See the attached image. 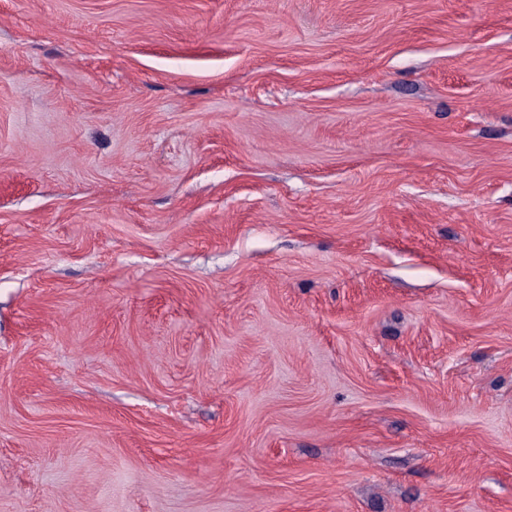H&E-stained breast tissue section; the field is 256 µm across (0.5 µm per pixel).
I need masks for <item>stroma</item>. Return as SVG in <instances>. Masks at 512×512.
<instances>
[{
  "mask_svg": "<svg viewBox=\"0 0 512 512\" xmlns=\"http://www.w3.org/2000/svg\"><path fill=\"white\" fill-rule=\"evenodd\" d=\"M0 512H512V0H0Z\"/></svg>",
  "mask_w": 512,
  "mask_h": 512,
  "instance_id": "1",
  "label": "stroma"
}]
</instances>
